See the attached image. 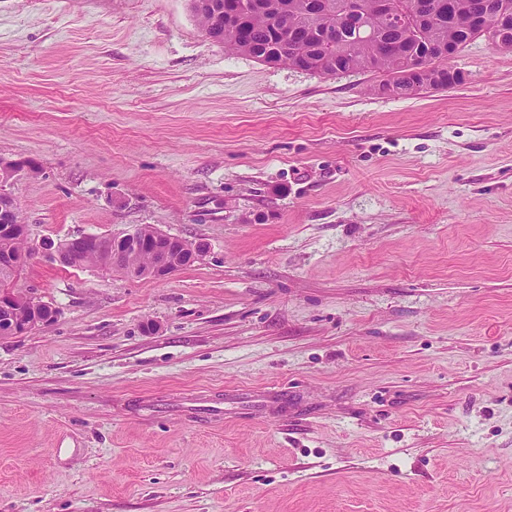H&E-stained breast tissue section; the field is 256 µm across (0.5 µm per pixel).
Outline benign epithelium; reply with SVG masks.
Wrapping results in <instances>:
<instances>
[{
    "mask_svg": "<svg viewBox=\"0 0 512 512\" xmlns=\"http://www.w3.org/2000/svg\"><path fill=\"white\" fill-rule=\"evenodd\" d=\"M473 26L491 40L496 48L512 51V30L484 15L474 18ZM23 168L21 163L0 161V236L27 238V225L14 223L16 203L8 190L11 180ZM82 249L106 255L112 263V270L129 278L151 279L168 277L173 272L172 264L177 260L191 264L203 252L201 245L166 234L155 227L147 234L136 227L119 236L84 234L73 238L66 246L57 249V258L65 265L74 251ZM144 251L151 255V263L147 268L140 270L128 265L127 260L131 254ZM29 260L30 254L27 251L7 250L0 253V269L16 272L27 265ZM20 301L28 303L34 310L40 304V300L30 293L22 296L10 288L0 291V323L6 326V333L13 336L25 334L44 324V320L37 316L28 322L17 321L16 306Z\"/></svg>",
    "mask_w": 512,
    "mask_h": 512,
    "instance_id": "benign-epithelium-1",
    "label": "benign epithelium"
}]
</instances>
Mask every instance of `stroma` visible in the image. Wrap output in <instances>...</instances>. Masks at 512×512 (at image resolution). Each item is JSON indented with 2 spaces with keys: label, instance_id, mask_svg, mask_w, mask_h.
<instances>
[{
  "label": "stroma",
  "instance_id": "stroma-1",
  "mask_svg": "<svg viewBox=\"0 0 512 512\" xmlns=\"http://www.w3.org/2000/svg\"><path fill=\"white\" fill-rule=\"evenodd\" d=\"M410 98L189 0H0V159L56 311L0 337V512H512V52ZM150 225L162 280L46 242Z\"/></svg>",
  "mask_w": 512,
  "mask_h": 512
}]
</instances>
